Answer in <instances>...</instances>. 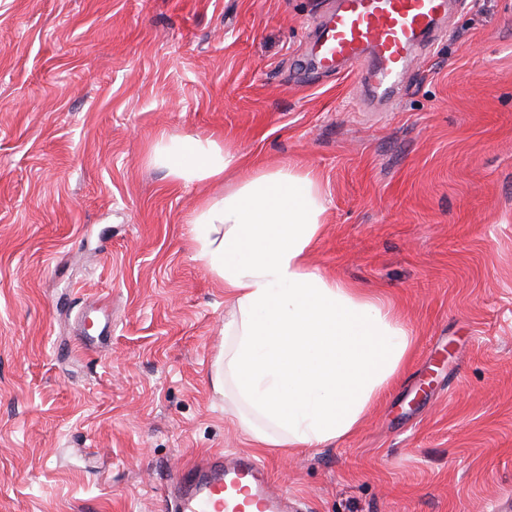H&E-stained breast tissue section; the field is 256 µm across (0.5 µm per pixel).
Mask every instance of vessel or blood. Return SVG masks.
Wrapping results in <instances>:
<instances>
[{
	"instance_id": "obj_1",
	"label": "vessel or blood",
	"mask_w": 512,
	"mask_h": 512,
	"mask_svg": "<svg viewBox=\"0 0 512 512\" xmlns=\"http://www.w3.org/2000/svg\"><path fill=\"white\" fill-rule=\"evenodd\" d=\"M448 0H336L329 21L312 38L321 69L363 72L377 97L390 95L414 51L437 37ZM171 512H292L287 496L270 491L247 454H215L178 468L171 479Z\"/></svg>"
}]
</instances>
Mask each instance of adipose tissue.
Returning a JSON list of instances; mask_svg holds the SVG:
<instances>
[{
	"label": "adipose tissue",
	"instance_id": "ef3b65f1",
	"mask_svg": "<svg viewBox=\"0 0 512 512\" xmlns=\"http://www.w3.org/2000/svg\"><path fill=\"white\" fill-rule=\"evenodd\" d=\"M149 161L186 184L220 180L240 157L213 139L160 138ZM325 193L290 166L255 168L197 206V259L230 310L213 385L252 447L278 452L352 435L405 368L411 329L389 302L313 269Z\"/></svg>",
	"mask_w": 512,
	"mask_h": 512
}]
</instances>
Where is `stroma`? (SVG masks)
<instances>
[{
  "label": "stroma",
  "mask_w": 512,
  "mask_h": 512,
  "mask_svg": "<svg viewBox=\"0 0 512 512\" xmlns=\"http://www.w3.org/2000/svg\"><path fill=\"white\" fill-rule=\"evenodd\" d=\"M334 0H0V512H167L184 463L254 453L301 512H512V0H455L397 100L318 68ZM209 136L311 174L317 270L384 297L411 359L351 436L251 449L212 384ZM149 161L185 184L218 181L229 170L242 166L240 157L215 140L198 135L161 137L153 145Z\"/></svg>",
  "instance_id": "stroma-1"
}]
</instances>
